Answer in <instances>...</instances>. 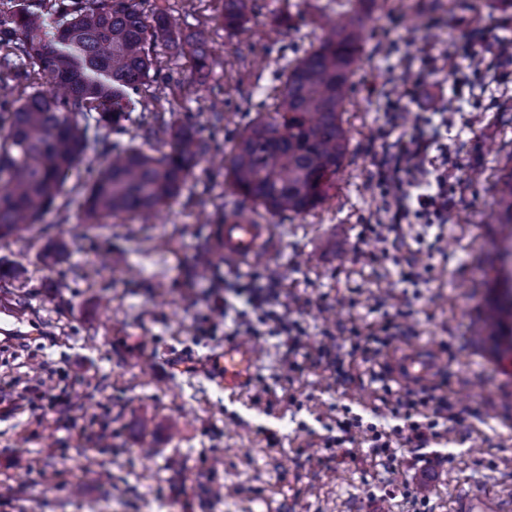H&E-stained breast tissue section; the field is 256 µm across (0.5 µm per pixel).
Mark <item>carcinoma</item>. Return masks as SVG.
<instances>
[{"label": "carcinoma", "instance_id": "1", "mask_svg": "<svg viewBox=\"0 0 512 512\" xmlns=\"http://www.w3.org/2000/svg\"><path fill=\"white\" fill-rule=\"evenodd\" d=\"M247 2L224 0L225 28L241 24ZM373 2L345 0L318 43L284 69L273 113L259 114L237 134L225 177L242 201L301 215L336 188L349 145L342 115ZM49 16L56 23L51 39L29 0H19L11 17L0 16V239L46 230L41 220L90 153L104 162L88 169L79 240L113 215H146L171 203L204 154L191 124L144 122L143 144L118 139L132 94L153 70L150 44L172 35L162 8L148 16L136 0H52ZM22 64L42 73L49 90L21 102L11 98L9 83L21 77ZM496 186V221L512 224V167L502 169ZM511 319L508 288L482 317L507 350Z\"/></svg>", "mask_w": 512, "mask_h": 512}]
</instances>
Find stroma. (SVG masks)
I'll return each mask as SVG.
<instances>
[{
	"label": "stroma",
	"mask_w": 512,
	"mask_h": 512,
	"mask_svg": "<svg viewBox=\"0 0 512 512\" xmlns=\"http://www.w3.org/2000/svg\"><path fill=\"white\" fill-rule=\"evenodd\" d=\"M353 94L344 169L330 198L305 215L262 214L273 247L249 262L217 258L199 272L196 255L234 212L251 214L224 182L231 135L273 108L286 62L302 57L336 16L329 0H249L241 26L224 28V0H137L163 8L171 39L151 48L161 79H147L124 122L142 114L194 123L208 150L180 195L150 222L110 218L97 241L75 239L83 220L84 170L75 171L34 231L0 241V262L17 266L0 288V309L21 320L0 345V512H453L464 493L498 499L512 512V374L492 341L473 336L488 305L512 287V232L488 223L498 170L512 155V81L477 75L466 62L449 73L452 44L475 31L512 40V8L472 0H377ZM210 52L207 77L193 68L187 41ZM416 42L404 68L392 43ZM461 100L448 115V186L455 199L443 229L435 276L398 277L400 252L375 263L389 231L380 222L377 162L430 103ZM402 105L391 125L390 102ZM374 232L361 237L364 224ZM64 242L68 261L41 255ZM284 266L276 311L302 327L301 352L326 349L303 373L288 371L281 336H247L236 324V285ZM230 299L213 331L205 320ZM402 330L364 362L361 335L386 315ZM245 341L257 363L245 387L217 382L224 346ZM405 347L436 353L425 386L395 392L447 399L461 414L441 452L402 448L386 465L363 441L343 448L322 439L338 409L362 416L378 406L373 372ZM55 471L52 481L40 479Z\"/></svg>",
	"instance_id": "stroma-1"
}]
</instances>
